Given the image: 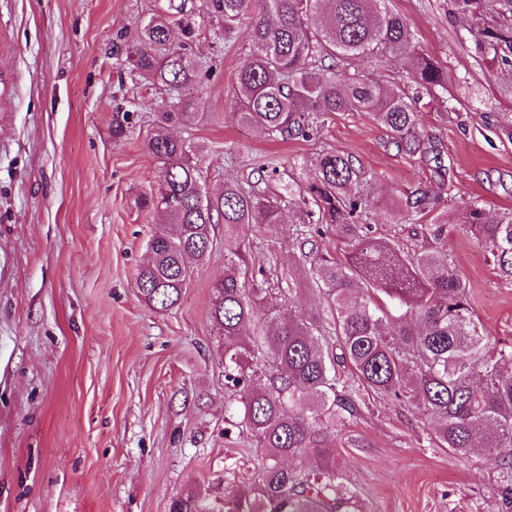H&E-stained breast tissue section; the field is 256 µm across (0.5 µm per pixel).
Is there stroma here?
Here are the masks:
<instances>
[{"label": "stroma", "instance_id": "1", "mask_svg": "<svg viewBox=\"0 0 512 512\" xmlns=\"http://www.w3.org/2000/svg\"><path fill=\"white\" fill-rule=\"evenodd\" d=\"M424 52L442 67L448 101L420 102L419 131L438 156L398 153L389 131L362 112L328 116L317 136L280 141L233 116L236 71L252 45L247 26L223 37L205 0H0V512H169L188 487L252 484L265 454L226 432L224 373L209 319L211 286L224 275V227L195 263L174 308L137 296L135 274L153 235L170 232L141 207L158 190L148 143L167 91L128 58L137 29L167 11L172 39L200 73L185 123L211 195L225 181H259L279 193L293 164L324 151L353 155L371 172L381 207L418 188L458 224L470 203L488 219L512 211V91L479 54L453 0H392ZM194 22L185 37V22ZM122 122L126 133L114 138ZM367 219L370 234L406 251L419 225ZM296 225L261 230L249 263L275 278L297 270L295 302L316 310ZM448 255L470 287L485 335L512 341V284L485 246L450 232ZM359 413L328 440L340 480L361 512H494L497 457H458L432 444L423 415L353 381Z\"/></svg>", "mask_w": 512, "mask_h": 512}]
</instances>
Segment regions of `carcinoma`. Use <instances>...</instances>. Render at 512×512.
I'll return each instance as SVG.
<instances>
[{"mask_svg":"<svg viewBox=\"0 0 512 512\" xmlns=\"http://www.w3.org/2000/svg\"><path fill=\"white\" fill-rule=\"evenodd\" d=\"M221 19L224 36L249 20L250 54L236 78L238 123L281 140L308 138L319 119L336 112H364L385 126L397 152L426 155L435 146L419 135V96L390 90L382 78L350 71L358 57L392 56L427 94L445 90L439 64L420 50L391 0H206ZM472 20L478 48L503 65L512 84V0H454ZM134 67L170 90L193 89L198 71L183 49L170 44L165 17L155 15L131 45ZM164 112L149 141L162 164L158 194L144 205L160 213L175 233L152 237L149 260L135 288L149 307L166 311L180 301L193 276L190 260L208 255L215 224H224V276L213 284L209 318L222 339L224 413L229 426L265 449L247 493L186 488L169 512H358L354 493L336 484L324 444L358 412L340 376L349 365L357 380L384 398L407 400L433 423L439 448L468 458L476 452L501 458L502 480L493 489L496 512H512V343L490 341L481 331L469 285L445 246L409 253L397 243L359 233V219L376 207L364 189L365 172L351 155H318L314 176L292 177L284 196L298 223L334 224L351 242L341 259L312 256L309 289L327 305L315 314L284 306L297 293L293 269L259 296L248 287L246 240L253 228L284 223L280 196L258 184L224 182L218 197H205L191 143L166 127L183 118ZM433 211V199L416 192L393 204L398 222ZM448 213L424 225L440 241ZM455 229L489 245L497 276L512 283V212L489 221L477 203ZM267 300L262 313L259 301ZM316 454L317 470L288 468L283 457Z\"/></svg>","mask_w":512,"mask_h":512,"instance_id":"carcinoma-1","label":"carcinoma"}]
</instances>
